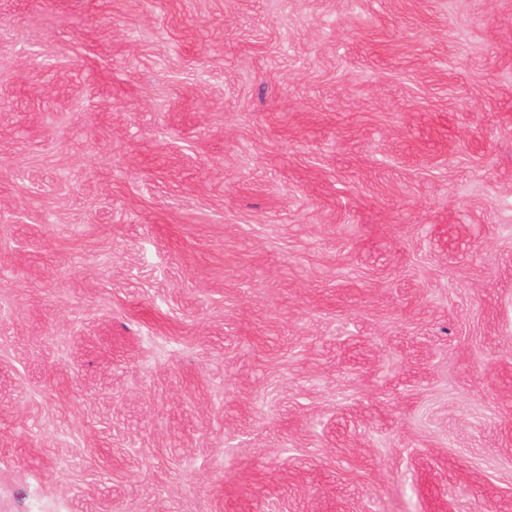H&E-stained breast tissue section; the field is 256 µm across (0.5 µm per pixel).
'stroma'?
I'll return each instance as SVG.
<instances>
[{
	"mask_svg": "<svg viewBox=\"0 0 512 512\" xmlns=\"http://www.w3.org/2000/svg\"><path fill=\"white\" fill-rule=\"evenodd\" d=\"M512 512V0H0V512Z\"/></svg>",
	"mask_w": 512,
	"mask_h": 512,
	"instance_id": "35a3bbf8",
	"label": "stroma"
}]
</instances>
